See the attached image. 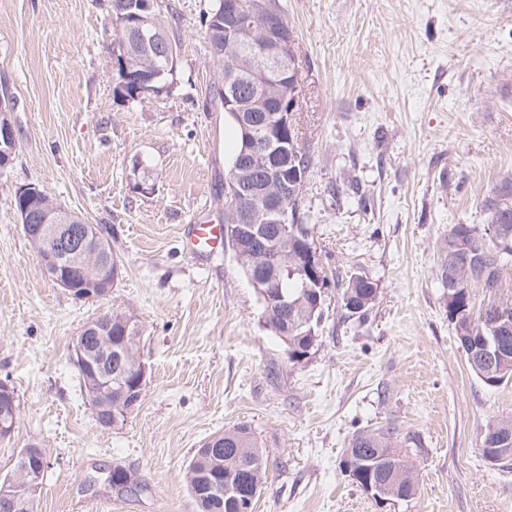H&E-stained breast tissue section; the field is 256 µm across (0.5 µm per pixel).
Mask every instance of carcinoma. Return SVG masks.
<instances>
[{
    "instance_id": "obj_1",
    "label": "carcinoma",
    "mask_w": 512,
    "mask_h": 512,
    "mask_svg": "<svg viewBox=\"0 0 512 512\" xmlns=\"http://www.w3.org/2000/svg\"><path fill=\"white\" fill-rule=\"evenodd\" d=\"M112 52L125 61H117V76L123 69L136 75L142 65L152 60L164 63L162 52L150 56L124 55L123 41L113 35ZM216 67L217 78L209 86V103L230 116L224 108V72L235 68L238 60L228 51H210ZM292 154V165L288 167V184H297L303 189L310 168V157L301 144L288 145ZM488 212V222L484 227L476 224H454L448 234V249L441 261L442 283L448 286V318L455 327L462 329L460 347H480L481 344L498 334L507 345V359L502 362L504 373L499 379L512 381V179L502 180L484 204ZM244 248L233 254L239 271L246 277L262 268L265 289L270 296H284L292 302L304 294L305 286H313L306 271V257L309 246L313 245L310 225L301 217L299 203L291 208V220L286 224H266L262 237H248L243 241ZM478 285L490 296L488 303L478 315H473L469 289ZM377 297L371 278L359 273L347 275L342 284L341 309L346 320H363L373 308ZM265 326L278 334L283 328V316H288V358L300 361L309 354L312 344L310 329L318 328L322 319V309L309 315V308L299 306L289 310L278 305L269 306L260 300ZM512 435V422L493 420L487 424L482 442L483 448L495 447L496 441ZM397 428L388 425L376 431L356 434L349 442L346 451L350 452V465L355 476L354 483L365 482L389 485L398 482V487L407 498H413L419 491L415 473L408 466L402 449L395 447ZM224 448V475L238 477L236 489L239 493H254L255 487L262 486L266 477L267 458L259 448L251 430L238 426L220 435ZM382 458L385 467L380 469L373 460ZM212 459L210 442H205L195 453L186 471L189 491L193 492L205 482L208 468L206 461ZM108 479L121 482L116 493L137 495L147 491V485L122 467L110 471ZM200 512H235L231 496L218 498L200 495L196 497Z\"/></svg>"
}]
</instances>
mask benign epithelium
Wrapping results in <instances>:
<instances>
[{
    "label": "benign epithelium",
    "mask_w": 512,
    "mask_h": 512,
    "mask_svg": "<svg viewBox=\"0 0 512 512\" xmlns=\"http://www.w3.org/2000/svg\"><path fill=\"white\" fill-rule=\"evenodd\" d=\"M155 0H141L134 11L124 0L113 3L111 21L116 31L127 38L135 35L144 46H166V63L160 68L150 67L145 75L135 82V97L144 101L161 94L169 88L166 80L172 62L176 60L173 45L154 11ZM277 14V0H227L224 5V33L234 36L226 40L227 46L236 50L241 64L238 69L224 76L225 97L232 110L237 112L249 144L246 158L232 167V179L226 187V197L231 212L238 224L255 229L258 224H286L291 204L283 179L288 177V164L273 162L275 150L280 143L273 134L260 136L263 129H271L265 112L253 109V98L246 96L244 88L262 90V98L274 107L278 125L288 126L297 108V96L282 85L267 82V72L288 69L295 52V41L288 33L272 27V17ZM15 146L14 133L5 119H0V169L7 167ZM274 169L278 180L256 186L254 171L258 168ZM17 197L23 206L16 211L18 223L26 236L30 237L46 277L64 288L77 301L104 298L112 292V239L98 224H87L75 212L69 211L50 198L45 190L35 184L17 187ZM39 218L40 227L31 234L34 218ZM78 224L79 238L75 249L64 250L61 243L71 234L69 225ZM78 266L79 277L73 278L67 269ZM320 256L310 251V268L315 271L317 290L314 298L327 296L329 282L319 273ZM136 317L126 318L123 336L112 339V315L94 320L82 327L81 336L94 335L99 344L94 350L87 349L77 340L72 348V360L79 364L84 374V389L93 401L96 421L105 428L118 423L112 411V385L120 391L127 388L129 379H134L135 389L146 384L145 365L132 359V350L139 340V325ZM500 345L485 347L474 365L484 379L495 384V357ZM117 361V370L110 368ZM49 460L41 448H30L24 452L16 471L0 484V501L12 508V512H31L36 496L42 487ZM362 490L380 505L394 504L406 500L404 494L389 486L368 483Z\"/></svg>",
    "instance_id": "benign-epithelium-1"
}]
</instances>
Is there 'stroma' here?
<instances>
[{"mask_svg": "<svg viewBox=\"0 0 512 512\" xmlns=\"http://www.w3.org/2000/svg\"><path fill=\"white\" fill-rule=\"evenodd\" d=\"M283 2L311 157L301 209L331 281L295 363L229 247L184 245L187 225L223 223L234 145L205 106L212 0H159L178 58L171 89L147 102L114 91L108 0H0V104L16 139L0 172V379L18 403L0 477L21 448H43L36 512H198L188 464L242 424L268 455L255 512H512V467L482 448L486 424L512 418V382L470 369L440 271L450 226L480 222L512 178V0ZM24 184L111 227L110 297L78 302L45 276L13 205ZM353 272L378 289L363 322L341 309ZM117 306L144 327L145 396L103 428L70 354ZM390 423L419 492L382 508L342 460L356 433ZM116 466L148 492L116 496L104 481Z\"/></svg>", "mask_w": 512, "mask_h": 512, "instance_id": "1", "label": "stroma"}]
</instances>
